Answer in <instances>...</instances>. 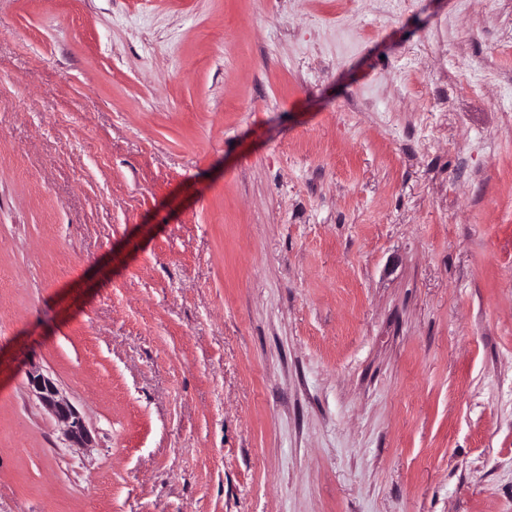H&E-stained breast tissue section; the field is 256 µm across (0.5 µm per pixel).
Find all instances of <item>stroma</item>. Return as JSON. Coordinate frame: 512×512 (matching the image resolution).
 Here are the masks:
<instances>
[{"label":"stroma","mask_w":512,"mask_h":512,"mask_svg":"<svg viewBox=\"0 0 512 512\" xmlns=\"http://www.w3.org/2000/svg\"><path fill=\"white\" fill-rule=\"evenodd\" d=\"M0 512H512V0H0ZM26 374L29 393L62 426L70 446L92 447L95 439L91 430L80 412L63 396L56 380L37 367L30 368Z\"/></svg>","instance_id":"35a3bbf8"}]
</instances>
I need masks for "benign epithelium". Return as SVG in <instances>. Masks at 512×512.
Masks as SVG:
<instances>
[{"instance_id": "benign-epithelium-1", "label": "benign epithelium", "mask_w": 512, "mask_h": 512, "mask_svg": "<svg viewBox=\"0 0 512 512\" xmlns=\"http://www.w3.org/2000/svg\"><path fill=\"white\" fill-rule=\"evenodd\" d=\"M29 393L63 428L64 436L74 448H90L95 439L83 416L63 396L56 380L37 367L27 371Z\"/></svg>"}]
</instances>
